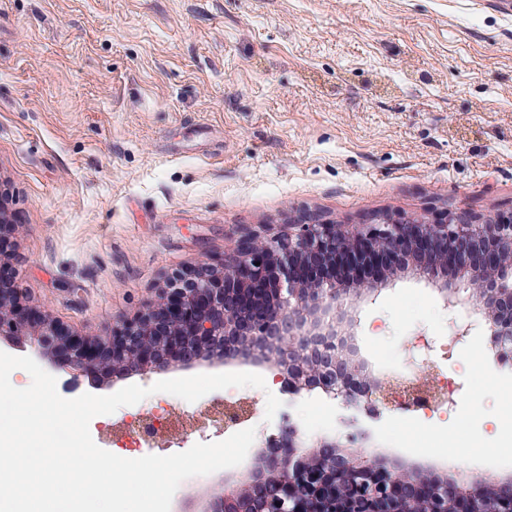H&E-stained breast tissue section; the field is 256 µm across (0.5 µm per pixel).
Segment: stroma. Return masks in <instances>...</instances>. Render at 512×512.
Listing matches in <instances>:
<instances>
[{"instance_id": "35a3bbf8", "label": "stroma", "mask_w": 512, "mask_h": 512, "mask_svg": "<svg viewBox=\"0 0 512 512\" xmlns=\"http://www.w3.org/2000/svg\"><path fill=\"white\" fill-rule=\"evenodd\" d=\"M0 184V279L97 336L172 273L307 215H511L512 0H0ZM453 321L486 343L471 304L398 278L357 328L385 372L433 340L465 388L452 414L401 424L275 395L307 441L512 476V365L445 353Z\"/></svg>"}]
</instances>
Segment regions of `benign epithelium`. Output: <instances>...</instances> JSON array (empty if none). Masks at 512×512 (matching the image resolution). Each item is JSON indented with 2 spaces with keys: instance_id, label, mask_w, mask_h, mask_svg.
Returning <instances> with one entry per match:
<instances>
[{
  "instance_id": "benign-epithelium-1",
  "label": "benign epithelium",
  "mask_w": 512,
  "mask_h": 512,
  "mask_svg": "<svg viewBox=\"0 0 512 512\" xmlns=\"http://www.w3.org/2000/svg\"><path fill=\"white\" fill-rule=\"evenodd\" d=\"M376 260L380 273L358 277ZM436 287L450 309L467 300L481 315L496 357L512 356V216L446 212L436 222L373 215L356 225L312 220L270 237L246 235L218 261L170 281L158 301L112 331L83 336L0 280V339L28 344L76 381L117 382L176 367L253 363L293 395L321 391L374 413L393 408L389 394L425 387L401 384L359 357L358 303L376 298L396 275ZM332 460L307 449L285 427L253 465L203 492L196 512H480L491 500L512 508V477L487 473L476 483H448L417 466L388 467L335 441ZM354 476L371 492L345 491Z\"/></svg>"
}]
</instances>
